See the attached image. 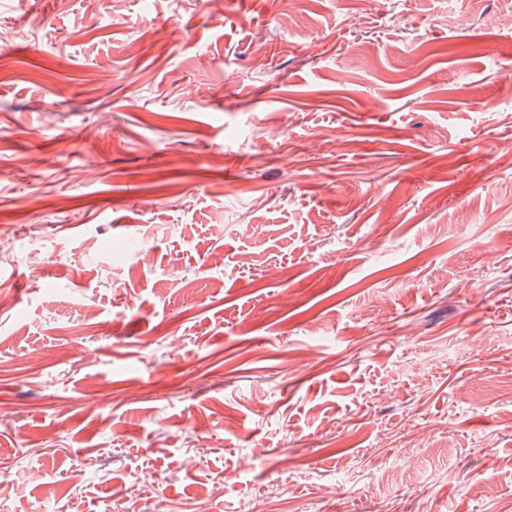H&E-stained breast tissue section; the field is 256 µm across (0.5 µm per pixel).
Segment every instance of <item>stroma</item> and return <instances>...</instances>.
I'll return each mask as SVG.
<instances>
[{"mask_svg":"<svg viewBox=\"0 0 512 512\" xmlns=\"http://www.w3.org/2000/svg\"><path fill=\"white\" fill-rule=\"evenodd\" d=\"M1 469L512 512V0H0Z\"/></svg>","mask_w":512,"mask_h":512,"instance_id":"1","label":"stroma"}]
</instances>
